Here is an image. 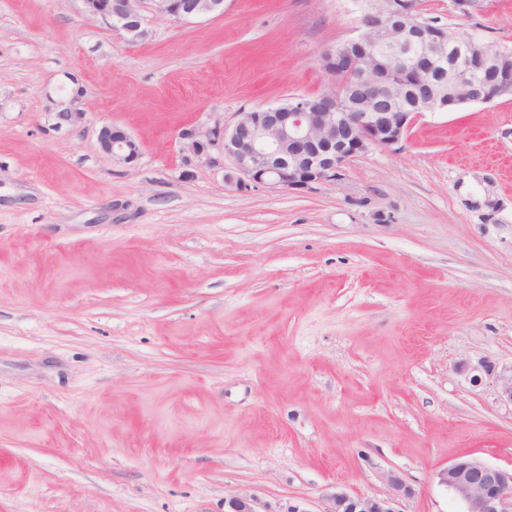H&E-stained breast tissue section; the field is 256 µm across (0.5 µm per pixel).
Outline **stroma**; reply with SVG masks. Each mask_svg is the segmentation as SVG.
<instances>
[{
    "mask_svg": "<svg viewBox=\"0 0 512 512\" xmlns=\"http://www.w3.org/2000/svg\"><path fill=\"white\" fill-rule=\"evenodd\" d=\"M512 48V0H421ZM357 0H224L135 41L80 0H0V512H324L512 467V98L418 116L336 183L184 163L180 131L330 90ZM79 118L63 122L59 113ZM139 143L132 164L100 128ZM98 146L102 154L119 164H131L140 155L137 140L118 125H106L98 134ZM389 493L386 496L352 495L341 488L327 493L328 507L324 512H399L395 506L402 498L413 492L397 475L388 476Z\"/></svg>",
    "mask_w": 512,
    "mask_h": 512,
    "instance_id": "1",
    "label": "stroma"
}]
</instances>
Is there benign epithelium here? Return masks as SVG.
<instances>
[{"label":"benign epithelium","instance_id":"7a95c632","mask_svg":"<svg viewBox=\"0 0 512 512\" xmlns=\"http://www.w3.org/2000/svg\"><path fill=\"white\" fill-rule=\"evenodd\" d=\"M83 12L131 41L145 34L146 14L177 20L224 13V0H81ZM337 89L316 98L296 97L262 111L237 113L179 133L185 161L222 169L273 192L315 190L336 182L341 168L372 149H389L414 119L464 104L512 95V52L476 34L448 37L425 19L416 0H367L360 34L320 57ZM102 154L119 164L140 155L137 140L118 125L98 134ZM482 371L495 366L483 362ZM497 372V371H495ZM499 397L512 403V365L496 375ZM464 512H512V469L462 456L437 473ZM385 496L327 493L324 512H398L412 495L397 475Z\"/></svg>","mask_w":512,"mask_h":512}]
</instances>
